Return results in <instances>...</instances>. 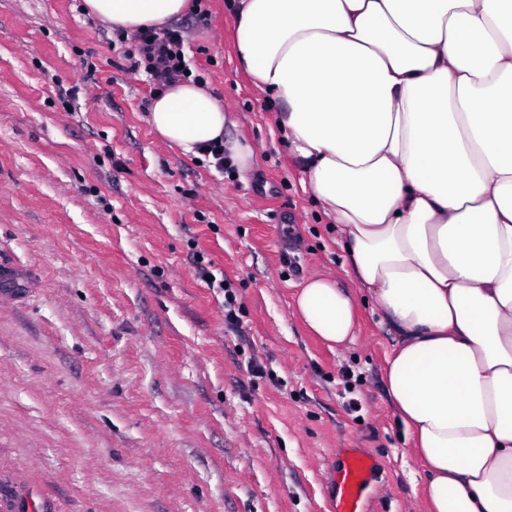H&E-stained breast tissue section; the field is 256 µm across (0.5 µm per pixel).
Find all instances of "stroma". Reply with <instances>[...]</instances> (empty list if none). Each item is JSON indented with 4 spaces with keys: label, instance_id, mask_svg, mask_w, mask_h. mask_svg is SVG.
<instances>
[{
    "label": "stroma",
    "instance_id": "35a3bbf8",
    "mask_svg": "<svg viewBox=\"0 0 512 512\" xmlns=\"http://www.w3.org/2000/svg\"><path fill=\"white\" fill-rule=\"evenodd\" d=\"M82 4L0 0V512H336L350 448L377 467L364 512H426L394 336L361 294L335 350L294 314L349 266L235 69L227 0L179 24L255 150L234 174L152 133L157 83Z\"/></svg>",
    "mask_w": 512,
    "mask_h": 512
}]
</instances>
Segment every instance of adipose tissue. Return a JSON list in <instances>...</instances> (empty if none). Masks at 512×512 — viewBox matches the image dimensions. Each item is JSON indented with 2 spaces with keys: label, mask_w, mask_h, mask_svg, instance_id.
I'll return each instance as SVG.
<instances>
[{
  "label": "adipose tissue",
  "mask_w": 512,
  "mask_h": 512,
  "mask_svg": "<svg viewBox=\"0 0 512 512\" xmlns=\"http://www.w3.org/2000/svg\"><path fill=\"white\" fill-rule=\"evenodd\" d=\"M193 0H84L133 34ZM234 53L274 105L299 185L333 225L352 287L296 298L329 347L353 340L354 289L394 332L391 405L430 512H512V0H231ZM232 117L192 80L149 123L203 156ZM225 142V141H224Z\"/></svg>",
  "instance_id": "adipose-tissue-1"
}]
</instances>
